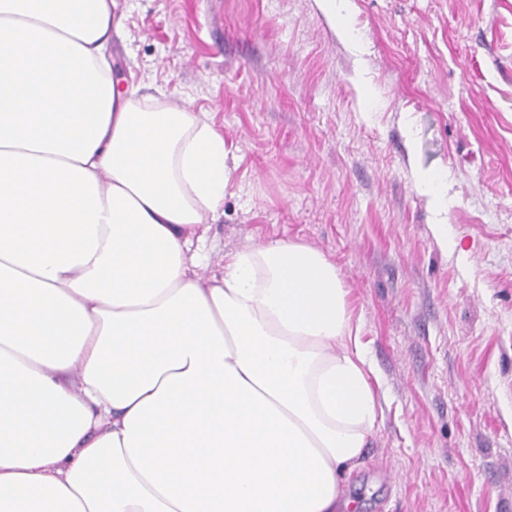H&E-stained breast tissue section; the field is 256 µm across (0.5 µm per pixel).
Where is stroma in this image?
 I'll list each match as a JSON object with an SVG mask.
<instances>
[{"mask_svg": "<svg viewBox=\"0 0 512 512\" xmlns=\"http://www.w3.org/2000/svg\"><path fill=\"white\" fill-rule=\"evenodd\" d=\"M115 15V77L209 113L234 156L205 275L289 239L349 290L384 394L357 512H512V0H349L350 41L316 0Z\"/></svg>", "mask_w": 512, "mask_h": 512, "instance_id": "1", "label": "stroma"}]
</instances>
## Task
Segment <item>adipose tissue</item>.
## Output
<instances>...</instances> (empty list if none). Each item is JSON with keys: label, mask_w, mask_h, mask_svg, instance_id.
<instances>
[{"label": "adipose tissue", "mask_w": 512, "mask_h": 512, "mask_svg": "<svg viewBox=\"0 0 512 512\" xmlns=\"http://www.w3.org/2000/svg\"><path fill=\"white\" fill-rule=\"evenodd\" d=\"M115 0H0V512H356L382 414L335 265L208 277L234 166L112 73Z\"/></svg>", "instance_id": "1"}]
</instances>
